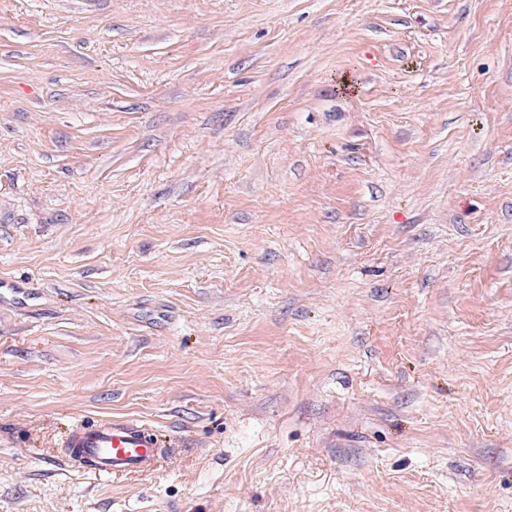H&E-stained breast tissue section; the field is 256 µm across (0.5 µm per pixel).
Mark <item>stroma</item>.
Here are the masks:
<instances>
[{"label": "stroma", "instance_id": "35a3bbf8", "mask_svg": "<svg viewBox=\"0 0 512 512\" xmlns=\"http://www.w3.org/2000/svg\"><path fill=\"white\" fill-rule=\"evenodd\" d=\"M0 512H512V0H0ZM76 448L78 461L101 476L148 475L170 454V442L153 426L138 420L101 419L92 425L74 424L63 441Z\"/></svg>", "mask_w": 512, "mask_h": 512}]
</instances>
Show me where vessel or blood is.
<instances>
[{"mask_svg": "<svg viewBox=\"0 0 512 512\" xmlns=\"http://www.w3.org/2000/svg\"><path fill=\"white\" fill-rule=\"evenodd\" d=\"M64 447L101 476L148 475L169 455L167 442L153 426L138 420L102 419L73 425Z\"/></svg>", "mask_w": 512, "mask_h": 512, "instance_id": "obj_1", "label": "vessel or blood"}]
</instances>
